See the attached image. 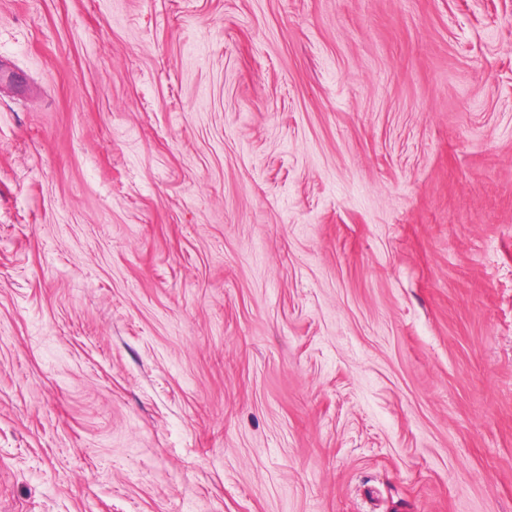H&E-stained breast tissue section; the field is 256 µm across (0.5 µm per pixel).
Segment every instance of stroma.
<instances>
[{"instance_id": "35a3bbf8", "label": "stroma", "mask_w": 512, "mask_h": 512, "mask_svg": "<svg viewBox=\"0 0 512 512\" xmlns=\"http://www.w3.org/2000/svg\"><path fill=\"white\" fill-rule=\"evenodd\" d=\"M0 512H512V0H0Z\"/></svg>"}]
</instances>
